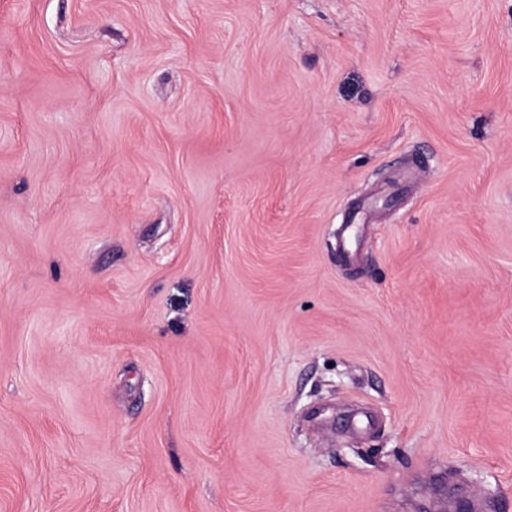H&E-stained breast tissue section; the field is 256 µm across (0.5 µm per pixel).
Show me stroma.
I'll use <instances>...</instances> for the list:
<instances>
[{
    "instance_id": "stroma-1",
    "label": "stroma",
    "mask_w": 512,
    "mask_h": 512,
    "mask_svg": "<svg viewBox=\"0 0 512 512\" xmlns=\"http://www.w3.org/2000/svg\"><path fill=\"white\" fill-rule=\"evenodd\" d=\"M512 512V0H0V512Z\"/></svg>"
}]
</instances>
